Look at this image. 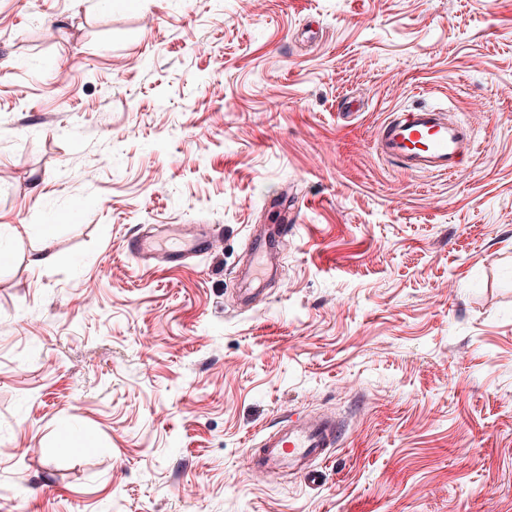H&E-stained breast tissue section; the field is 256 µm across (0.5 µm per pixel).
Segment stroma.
<instances>
[{
	"instance_id": "stroma-1",
	"label": "stroma",
	"mask_w": 512,
	"mask_h": 512,
	"mask_svg": "<svg viewBox=\"0 0 512 512\" xmlns=\"http://www.w3.org/2000/svg\"><path fill=\"white\" fill-rule=\"evenodd\" d=\"M424 104L454 176L375 150ZM317 412L318 480L252 479ZM0 512H512V0H0ZM471 141L463 124L421 106L389 113L378 128L376 150L404 174L453 176L472 154ZM182 225L170 224L166 229L165 241L143 237H133L128 241L127 250L135 258L141 261L151 259H163L166 263L183 262L193 256L208 252L214 246V240L210 232L200 231L192 235L182 233ZM179 236L183 244L179 247H170L168 242ZM288 234V226L279 225L273 230L254 233L250 239V251L253 259L259 258L267 269L273 270L278 259L279 238ZM338 427L330 415H306L288 419L265 432L247 456L250 475L263 479L278 472H293L315 482L313 465L329 458L337 443Z\"/></svg>"
}]
</instances>
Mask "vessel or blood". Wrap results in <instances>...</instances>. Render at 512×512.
Here are the masks:
<instances>
[{
	"label": "vessel or blood",
	"instance_id": "1",
	"mask_svg": "<svg viewBox=\"0 0 512 512\" xmlns=\"http://www.w3.org/2000/svg\"><path fill=\"white\" fill-rule=\"evenodd\" d=\"M472 136L461 123L432 106L396 110L388 114L378 128L376 150L392 161L402 173L417 176L455 175L466 163L472 150ZM284 225L253 234L252 258L261 259L267 269H274L278 259L279 239L287 234ZM214 246L210 232L184 234L181 225L167 228L166 240L131 238L128 252L148 261L182 262L208 252ZM338 427L329 415H306L288 419L274 430L265 432L250 448L247 468L250 475L262 479L278 472H291L308 481H316L317 461L329 458L337 443Z\"/></svg>",
	"mask_w": 512,
	"mask_h": 512
}]
</instances>
